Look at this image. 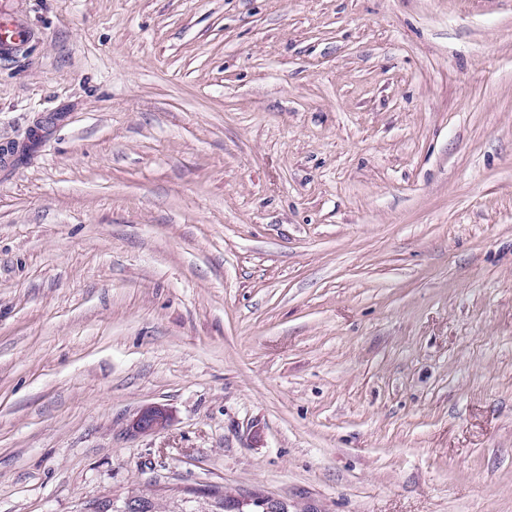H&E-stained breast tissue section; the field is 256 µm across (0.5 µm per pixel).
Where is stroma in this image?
Wrapping results in <instances>:
<instances>
[{
  "mask_svg": "<svg viewBox=\"0 0 512 512\" xmlns=\"http://www.w3.org/2000/svg\"><path fill=\"white\" fill-rule=\"evenodd\" d=\"M0 16V512H512V0ZM27 36V29L20 23L0 27V55L20 47ZM169 424L167 411L159 406L143 408L132 423V428L141 433L157 432ZM167 491L169 493L164 495L143 493L134 488L125 492H127L126 495L135 494L151 498L155 504L154 512H259L263 509L265 512H281L280 510L283 509L278 502L272 499L258 500L259 505L252 500L251 503H244L240 507L239 500L224 495L220 490L199 493L171 488L165 490V492ZM261 507L263 509L259 510Z\"/></svg>",
  "mask_w": 512,
  "mask_h": 512,
  "instance_id": "obj_1",
  "label": "stroma"
}]
</instances>
